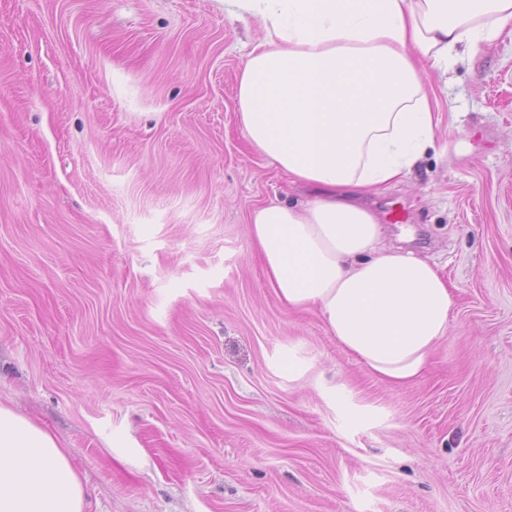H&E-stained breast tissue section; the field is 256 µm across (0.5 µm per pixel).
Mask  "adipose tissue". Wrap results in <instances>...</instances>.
Returning <instances> with one entry per match:
<instances>
[{"mask_svg":"<svg viewBox=\"0 0 512 512\" xmlns=\"http://www.w3.org/2000/svg\"><path fill=\"white\" fill-rule=\"evenodd\" d=\"M261 18L238 78L252 148L314 188L256 207L249 236L289 306H316L344 349L408 385L445 339L456 301L430 260L385 245L360 196L399 182L433 149L428 70L448 72L512 23V0H224ZM65 448L0 403V512H84Z\"/></svg>","mask_w":512,"mask_h":512,"instance_id":"1","label":"adipose tissue"}]
</instances>
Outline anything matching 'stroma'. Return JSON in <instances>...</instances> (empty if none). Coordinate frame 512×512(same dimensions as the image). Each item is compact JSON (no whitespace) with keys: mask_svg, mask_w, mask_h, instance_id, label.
I'll list each match as a JSON object with an SVG mask.
<instances>
[{"mask_svg":"<svg viewBox=\"0 0 512 512\" xmlns=\"http://www.w3.org/2000/svg\"><path fill=\"white\" fill-rule=\"evenodd\" d=\"M264 35L217 0H0V402L85 512H512V25L431 72L434 150L363 199L454 288L404 387L250 241L306 196L238 120Z\"/></svg>","mask_w":512,"mask_h":512,"instance_id":"stroma-1","label":"stroma"}]
</instances>
